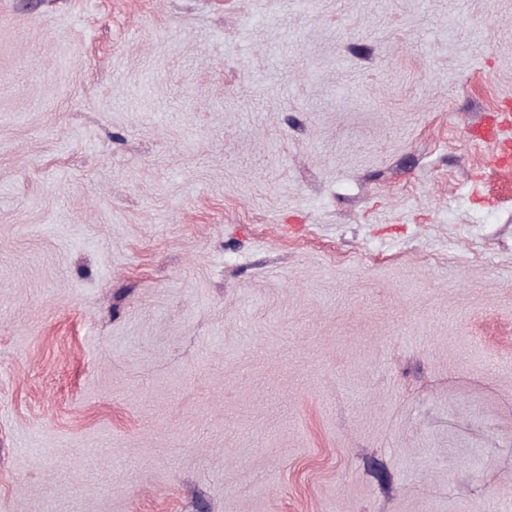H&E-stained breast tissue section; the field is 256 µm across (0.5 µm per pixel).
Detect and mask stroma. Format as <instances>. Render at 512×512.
Listing matches in <instances>:
<instances>
[{
	"mask_svg": "<svg viewBox=\"0 0 512 512\" xmlns=\"http://www.w3.org/2000/svg\"><path fill=\"white\" fill-rule=\"evenodd\" d=\"M512 0H0V512H512Z\"/></svg>",
	"mask_w": 512,
	"mask_h": 512,
	"instance_id": "1",
	"label": "stroma"
}]
</instances>
